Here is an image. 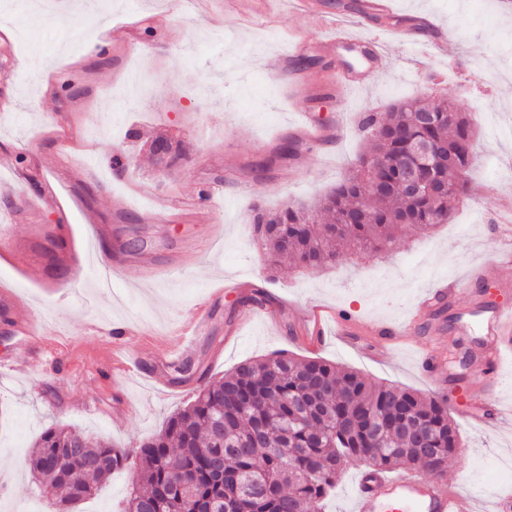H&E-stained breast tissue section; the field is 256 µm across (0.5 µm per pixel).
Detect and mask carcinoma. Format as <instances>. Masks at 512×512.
Instances as JSON below:
<instances>
[{"label":"carcinoma","instance_id":"1","mask_svg":"<svg viewBox=\"0 0 512 512\" xmlns=\"http://www.w3.org/2000/svg\"><path fill=\"white\" fill-rule=\"evenodd\" d=\"M418 112L437 114L438 125L417 124ZM476 126L455 105L427 98L402 99L389 115L365 112L360 120L364 156L385 157L393 166L410 158L416 142L448 144L464 132L473 138ZM470 163L444 155L433 176L444 179L448 166ZM394 173L356 165L313 204L277 211L254 206L255 238L266 249L268 265L289 258L300 269L319 270L336 263L343 245L387 253L412 229L448 223L457 192L431 203L399 183L381 194L369 189ZM348 212L358 216L357 223H340ZM459 445L445 401L279 352L204 384L161 433L132 451L71 427L50 426L24 466L35 483L61 492L60 507L67 510L90 499L133 456L138 480L121 512H145L162 490L167 512H320L348 463L370 470L403 465L440 475ZM48 456L56 458V468L44 466ZM182 471L192 476L186 487L178 482Z\"/></svg>","mask_w":512,"mask_h":512}]
</instances>
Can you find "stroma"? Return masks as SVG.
Instances as JSON below:
<instances>
[{"instance_id":"obj_1","label":"stroma","mask_w":512,"mask_h":512,"mask_svg":"<svg viewBox=\"0 0 512 512\" xmlns=\"http://www.w3.org/2000/svg\"><path fill=\"white\" fill-rule=\"evenodd\" d=\"M317 2L318 12L303 16L271 0L247 19L224 0H197L176 17L170 0H0V27L15 33L0 42V102H15L0 111V182L14 189L0 193V242L19 246L0 253V286L25 302L0 309V465L8 472L0 512H57L60 492L38 487L18 465L49 425L136 448L186 408L202 382L278 351L447 398L461 449L445 479L475 496L478 512H493L497 493L512 490V473L497 470L512 453V425L477 427L463 416L465 388L482 382L476 362L427 377L416 361L431 327L445 325L453 350H472L481 337L471 319L512 305V261L498 259L512 239L496 222L497 210L512 205V0H392L400 18L442 28L446 43L413 54L404 31L387 30L378 17L362 23L360 36L384 39L386 68L358 88L335 79L362 70L363 60L319 49L331 16L354 12L358 0ZM134 13L140 19L123 53L84 56L102 26ZM299 45L314 64L297 79L269 68L271 57ZM79 54L84 60L73 66ZM414 97L448 99L479 121L468 191L449 222L411 232L385 255L350 254L313 272L290 263L269 269L254 241L253 205L324 195L362 150L361 113ZM300 109L323 129L322 141L295 133ZM158 135L180 142L187 161L158 164L147 146ZM287 140L297 142V157L272 163ZM91 155L100 166L83 169ZM50 234L79 256V267L43 251ZM108 254L123 270L102 289ZM482 265L492 268L486 290L458 294L445 321L426 317L412 343L368 334L356 347L329 336L313 345L299 328L309 304L365 326L403 321L426 292ZM223 280L238 287L213 302L210 326L195 337L193 376L170 366L152 384L127 372L129 358L177 347L172 322ZM259 289L275 298L276 317L250 313ZM134 309L143 320L118 348L106 347L102 328L125 325ZM30 318L47 325L43 344L23 334Z\"/></svg>"}]
</instances>
